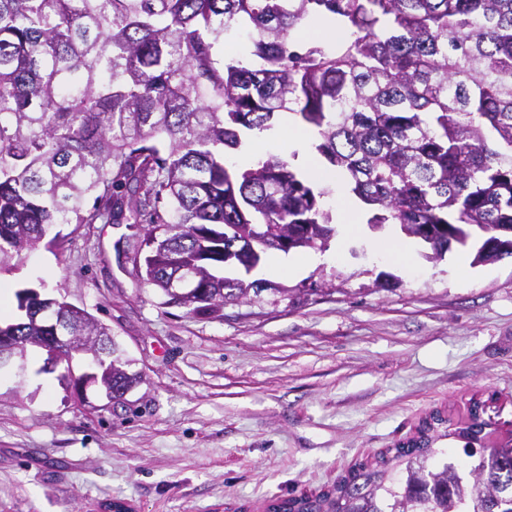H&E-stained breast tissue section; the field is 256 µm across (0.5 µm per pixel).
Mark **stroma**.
I'll return each instance as SVG.
<instances>
[{
	"label": "stroma",
	"mask_w": 512,
	"mask_h": 512,
	"mask_svg": "<svg viewBox=\"0 0 512 512\" xmlns=\"http://www.w3.org/2000/svg\"><path fill=\"white\" fill-rule=\"evenodd\" d=\"M297 116L280 118L257 154L302 169L314 142L289 149ZM336 228L326 250L272 252L264 289L211 315L167 303L132 273L143 225L62 224L23 263L0 271L15 294L47 289L106 325L140 374L122 402L67 392L43 354L0 379V512H266L317 493L408 440L422 418L465 416L496 399L512 421V256L473 265L456 247L439 261L415 241L391 259L399 225ZM306 260L298 273L287 262ZM395 287L380 288L381 275Z\"/></svg>",
	"instance_id": "obj_1"
}]
</instances>
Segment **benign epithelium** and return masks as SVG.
Instances as JSON below:
<instances>
[{"mask_svg": "<svg viewBox=\"0 0 512 512\" xmlns=\"http://www.w3.org/2000/svg\"><path fill=\"white\" fill-rule=\"evenodd\" d=\"M183 276L172 279L169 291L191 297L194 287L205 276V270L191 264L180 269ZM21 311L27 326L38 332L36 336H22L16 326H0V370L24 368L28 347L34 345L46 354L44 368L53 371L62 362L72 361L76 355H89V370L80 375L67 371L61 375L66 389L82 403L88 402L89 389H101L109 400H120L137 384V375L121 369L127 380L112 377V364L120 362L115 356L116 344L112 338L89 336L90 315L82 308L56 298L43 297L34 289L23 291Z\"/></svg>", "mask_w": 512, "mask_h": 512, "instance_id": "obj_1", "label": "benign epithelium"}]
</instances>
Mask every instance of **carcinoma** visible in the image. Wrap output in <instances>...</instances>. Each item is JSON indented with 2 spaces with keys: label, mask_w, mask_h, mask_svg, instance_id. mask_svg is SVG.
Instances as JSON below:
<instances>
[{
  "label": "carcinoma",
  "mask_w": 512,
  "mask_h": 512,
  "mask_svg": "<svg viewBox=\"0 0 512 512\" xmlns=\"http://www.w3.org/2000/svg\"><path fill=\"white\" fill-rule=\"evenodd\" d=\"M305 22L336 40L297 41ZM243 29L248 46L224 50ZM283 113L316 131L368 223L425 230L433 250L479 238L475 263L512 253V0H0V270L49 227L129 217L167 303L247 298L257 283L218 274L224 252L334 232L289 162H226ZM201 256L212 281L189 305L168 284ZM444 423L267 512H512V442L478 450L488 422ZM443 438L478 460L429 465Z\"/></svg>",
  "instance_id": "cac0c4a2"
}]
</instances>
